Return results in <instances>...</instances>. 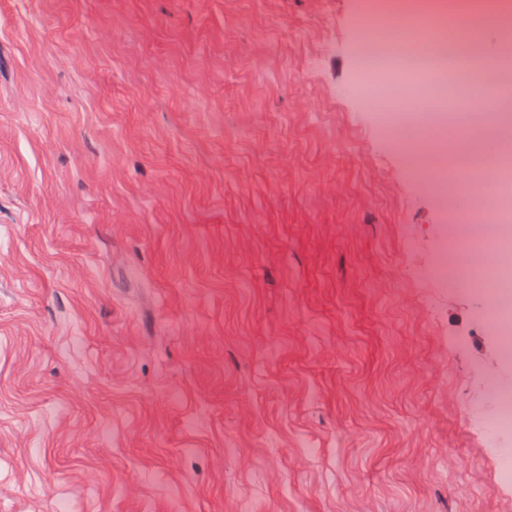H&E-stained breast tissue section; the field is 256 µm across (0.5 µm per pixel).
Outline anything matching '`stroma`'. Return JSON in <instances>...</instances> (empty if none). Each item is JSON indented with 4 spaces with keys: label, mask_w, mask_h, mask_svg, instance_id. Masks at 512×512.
Listing matches in <instances>:
<instances>
[{
    "label": "stroma",
    "mask_w": 512,
    "mask_h": 512,
    "mask_svg": "<svg viewBox=\"0 0 512 512\" xmlns=\"http://www.w3.org/2000/svg\"><path fill=\"white\" fill-rule=\"evenodd\" d=\"M367 2L0 0V512H512ZM355 91L377 111L386 112L390 107L403 103H420L434 106L433 88L420 77L401 71V62L393 55L386 65H365L354 82Z\"/></svg>",
    "instance_id": "1"
}]
</instances>
